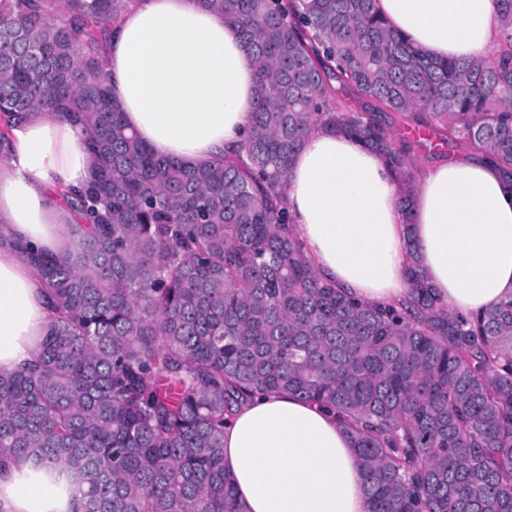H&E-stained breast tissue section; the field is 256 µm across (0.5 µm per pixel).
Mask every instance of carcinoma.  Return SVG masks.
I'll use <instances>...</instances> for the list:
<instances>
[{
	"mask_svg": "<svg viewBox=\"0 0 512 512\" xmlns=\"http://www.w3.org/2000/svg\"><path fill=\"white\" fill-rule=\"evenodd\" d=\"M507 48L433 60L373 0H203L237 31L259 95L244 156L157 157L122 120L102 53L126 0H0V160L33 112L80 122L95 165L61 195L67 252L24 243L55 318L35 366L0 373V464L24 459L79 493V512H243L224 422L257 391L336 412L367 512H512V301L448 310L413 258L406 311L321 279L285 185L310 129L354 136L405 185L392 129L512 166ZM373 101L344 112L339 92Z\"/></svg>",
	"mask_w": 512,
	"mask_h": 512,
	"instance_id": "obj_1",
	"label": "carcinoma"
}]
</instances>
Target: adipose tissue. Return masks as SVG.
<instances>
[{
  "label": "adipose tissue",
  "instance_id": "obj_1",
  "mask_svg": "<svg viewBox=\"0 0 512 512\" xmlns=\"http://www.w3.org/2000/svg\"><path fill=\"white\" fill-rule=\"evenodd\" d=\"M374 7L435 60L484 57L501 28L495 0H374ZM103 67L126 125L157 156L197 165L239 152L255 71L234 29L200 0H132ZM84 136L81 124L36 112L12 128L10 155L0 161L1 373L34 362L52 315L37 270L14 244L50 257L69 248L75 216L55 191L89 178ZM401 192L382 155L311 129L286 197L320 278L370 304L398 307L415 257L454 313L475 316L512 300V170L470 149L424 170L410 210ZM224 466L244 512H367L347 433L332 413L290 395L254 396L225 421ZM0 512H76V493L18 459L0 467Z\"/></svg>",
  "mask_w": 512,
  "mask_h": 512
}]
</instances>
